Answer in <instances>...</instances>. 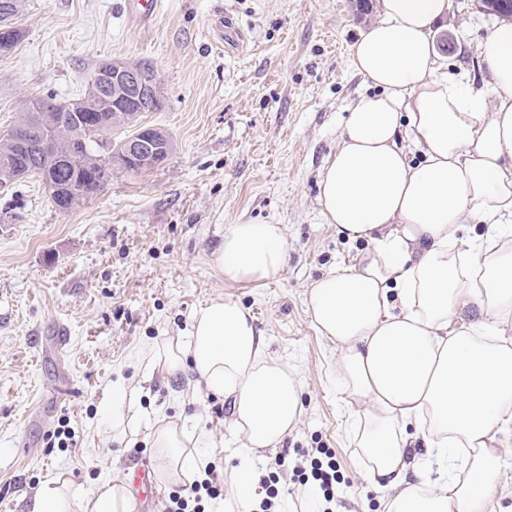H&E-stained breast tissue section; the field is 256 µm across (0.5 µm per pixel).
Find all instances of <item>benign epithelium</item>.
<instances>
[{"label":"benign epithelium","mask_w":512,"mask_h":512,"mask_svg":"<svg viewBox=\"0 0 512 512\" xmlns=\"http://www.w3.org/2000/svg\"><path fill=\"white\" fill-rule=\"evenodd\" d=\"M92 82L97 98L114 103L121 99L135 102L126 110L117 111L112 119L128 126L142 124L140 117L154 110L160 99L159 72L147 62L132 66L124 61L112 60L101 64ZM88 109L85 100H76L61 111L60 105L49 99L34 102V125L42 130H53L65 121L76 120L78 130L71 146L79 149L93 147L94 177L100 184H107L120 172L149 170L158 167L171 153L173 141L169 133L158 127H148L135 136L117 143L102 141L90 133V124L83 118Z\"/></svg>","instance_id":"obj_1"}]
</instances>
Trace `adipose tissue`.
<instances>
[{
    "instance_id": "adipose-tissue-1",
    "label": "adipose tissue",
    "mask_w": 512,
    "mask_h": 512,
    "mask_svg": "<svg viewBox=\"0 0 512 512\" xmlns=\"http://www.w3.org/2000/svg\"><path fill=\"white\" fill-rule=\"evenodd\" d=\"M453 0H381L380 18L350 49L374 91L359 96L320 178L326 223L366 240L358 263L316 280L308 309L336 347L345 392L362 422L367 477L387 490L388 512H494L512 428V24L477 46L482 87L442 75L434 27ZM421 155L411 163L410 150ZM484 236L466 233L473 221ZM288 257L279 224H229L213 262L225 280L262 284ZM136 366L199 384L231 403V425L248 454L231 475L244 508L256 497L253 455L277 448L302 407L294 367L268 354L239 302L219 297L192 315L185 339L141 351ZM105 443L144 432L165 454V477L193 481L211 441L204 418L193 431L138 409L137 392L113 385L102 396ZM465 479L412 484L411 447ZM129 512L121 476L89 490L45 482L29 512Z\"/></svg>"
}]
</instances>
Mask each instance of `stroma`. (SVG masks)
<instances>
[{
    "instance_id": "1",
    "label": "stroma",
    "mask_w": 512,
    "mask_h": 512,
    "mask_svg": "<svg viewBox=\"0 0 512 512\" xmlns=\"http://www.w3.org/2000/svg\"><path fill=\"white\" fill-rule=\"evenodd\" d=\"M378 16L379 0L364 11L356 0H161L143 22L130 0H26L24 36L0 56V133L23 101L80 98L103 61H149L166 105L142 121L167 130L173 151L66 213L39 177L0 190V512H26L58 476L88 489L140 466L158 476L141 512H163L173 486L155 449L139 435L108 448L97 438L99 401L120 379L140 389L146 412L188 427L204 416L215 443L205 459L229 480L240 443L223 396L191 391L183 378L143 382L132 364L139 349L186 336L194 310L218 297L251 309L271 355L302 384L294 431L254 462L258 498L274 512H386L353 440L336 350L307 306L316 279L356 264L367 247L325 222L318 194L345 114L370 89L350 48ZM499 23L475 0H454L436 32L444 73L485 83L476 47ZM228 224L283 225L288 260L277 280L220 276L213 254ZM63 422L76 447H48ZM323 449L338 470L329 500L302 480ZM278 456L287 467L269 473Z\"/></svg>"
}]
</instances>
